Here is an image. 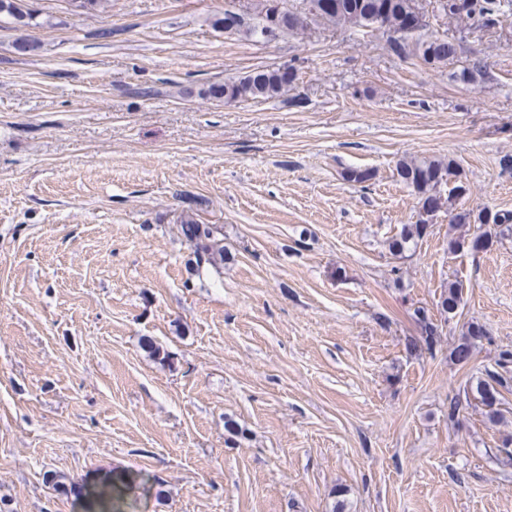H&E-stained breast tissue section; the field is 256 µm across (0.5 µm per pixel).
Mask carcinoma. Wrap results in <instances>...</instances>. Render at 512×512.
Instances as JSON below:
<instances>
[{
    "label": "carcinoma",
    "instance_id": "carcinoma-1",
    "mask_svg": "<svg viewBox=\"0 0 512 512\" xmlns=\"http://www.w3.org/2000/svg\"><path fill=\"white\" fill-rule=\"evenodd\" d=\"M326 7L306 16V13L288 5V0H256L253 12L243 18L237 31L249 36L268 39L281 35L298 33L310 23L321 21L338 26H353L379 31L387 37L388 48L398 56L412 55L427 65L443 67L454 60L458 47L448 38L428 35L419 30L406 34L410 15L417 9L416 0H325ZM501 0H441V11L459 20L476 19L486 28L498 23L501 14ZM12 17L21 27H30L33 14L26 0H0V14ZM296 78L290 77L279 68H257L238 79L210 84L203 94L217 102L225 104L240 100L269 99L291 90ZM400 180L411 187L419 199L417 220L403 228L400 238L392 241L390 250L403 254L406 245H418L423 240V230L431 225L437 210L431 203L437 199L442 180L455 179V185L441 206L448 207L449 223L455 227L477 224L484 230L489 240L501 238L512 231V213L509 211L492 212L483 209L479 213L453 208V202L467 193L464 182L458 180V174L451 163L428 159H402L396 165ZM182 236L194 247L197 268L219 267L224 262V245L214 235L209 224H201L187 214L180 224ZM463 285L456 281L448 285L441 294L438 307L448 315H456L462 301ZM415 316L421 329L420 341L411 343L415 350L423 345L433 350L442 330L430 319L423 308L415 310ZM487 337L485 329L474 323L467 326L466 334L450 353L458 364L468 362L473 355L475 342ZM512 353H503L497 362L499 370L486 372V377L464 390L465 400H456L448 406V417L453 418L459 412L462 402L476 401L485 408V414L494 422L503 418L500 406L503 398L500 388L507 386L505 374L509 373ZM144 485L140 474L131 470L114 467L95 475V481L89 482L82 477L78 480L66 476H56V488L66 495L80 500L85 512H135L137 497L135 493Z\"/></svg>",
    "mask_w": 512,
    "mask_h": 512
}]
</instances>
